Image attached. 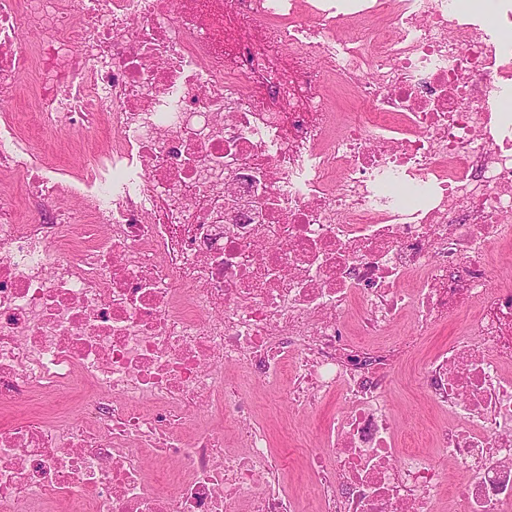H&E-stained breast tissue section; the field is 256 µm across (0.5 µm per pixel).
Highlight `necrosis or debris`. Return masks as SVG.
<instances>
[{
	"mask_svg": "<svg viewBox=\"0 0 512 512\" xmlns=\"http://www.w3.org/2000/svg\"><path fill=\"white\" fill-rule=\"evenodd\" d=\"M32 73L39 127L113 136L67 182L0 124L29 214L0 205V402L88 405L0 429V512H301L243 394L286 373L289 406L344 398L310 460L315 512H432L443 492L445 512H512V286L493 274L512 50L478 14L0 0V100ZM473 309L415 379L448 416L445 486L434 453L398 451L389 393L422 336Z\"/></svg>",
	"mask_w": 512,
	"mask_h": 512,
	"instance_id": "obj_1",
	"label": "necrosis or debris"
}]
</instances>
